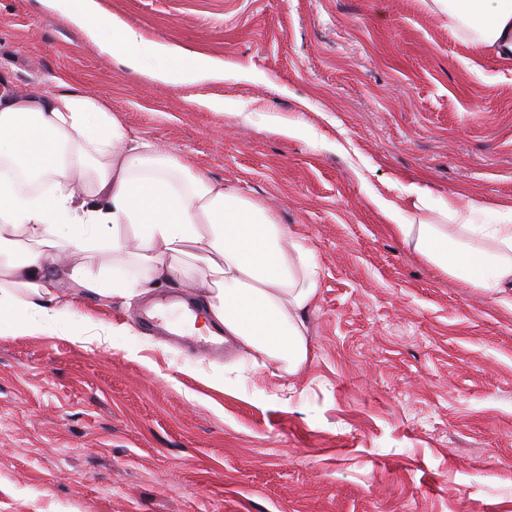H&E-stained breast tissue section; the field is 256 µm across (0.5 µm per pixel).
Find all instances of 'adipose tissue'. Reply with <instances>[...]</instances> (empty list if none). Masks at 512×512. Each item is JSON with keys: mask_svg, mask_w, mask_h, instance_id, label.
I'll use <instances>...</instances> for the list:
<instances>
[{"mask_svg": "<svg viewBox=\"0 0 512 512\" xmlns=\"http://www.w3.org/2000/svg\"><path fill=\"white\" fill-rule=\"evenodd\" d=\"M449 30L512 64V0H423ZM108 55L166 85L219 82L223 63L145 38L95 0H43ZM0 248L25 239L27 256L0 265V330L84 342L63 289L107 303L177 278L193 288L205 330L224 332L252 366L281 383L309 356L306 315L321 270L313 252L265 204L128 128L93 95L32 88L0 92ZM414 255L489 292L512 291V203L460 207L423 184L398 199L370 193ZM111 251V269L70 263Z\"/></svg>", "mask_w": 512, "mask_h": 512, "instance_id": "ef3b65f1", "label": "adipose tissue"}]
</instances>
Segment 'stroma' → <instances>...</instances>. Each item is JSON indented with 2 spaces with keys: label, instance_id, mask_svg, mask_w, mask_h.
Here are the masks:
<instances>
[{
  "label": "stroma",
  "instance_id": "obj_1",
  "mask_svg": "<svg viewBox=\"0 0 512 512\" xmlns=\"http://www.w3.org/2000/svg\"><path fill=\"white\" fill-rule=\"evenodd\" d=\"M223 61L163 85L41 0H0L9 87L78 90L273 207L321 267L288 404L270 370L146 326L180 281L98 306L137 353L0 337V512H512V294L419 260L368 199L512 201V74L422 0H96ZM297 122L292 139L277 125Z\"/></svg>",
  "mask_w": 512,
  "mask_h": 512
}]
</instances>
